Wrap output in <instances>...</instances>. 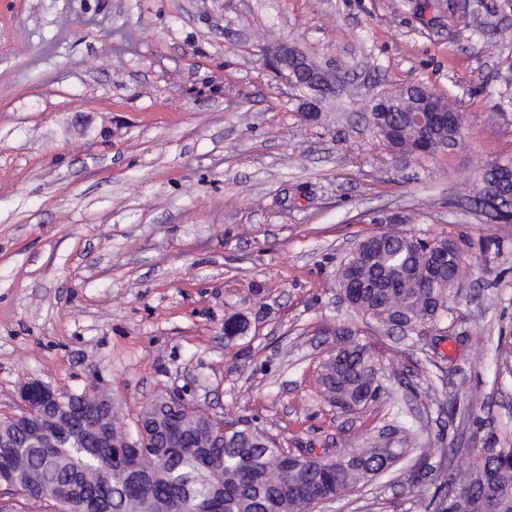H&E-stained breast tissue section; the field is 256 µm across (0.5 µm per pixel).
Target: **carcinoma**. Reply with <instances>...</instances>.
<instances>
[{
	"mask_svg": "<svg viewBox=\"0 0 512 512\" xmlns=\"http://www.w3.org/2000/svg\"><path fill=\"white\" fill-rule=\"evenodd\" d=\"M389 126L397 133L395 146L413 153L417 132L408 114L393 112ZM458 138L456 130L435 132L431 152L444 149ZM497 190L491 175L481 174L472 200L489 223L512 221L506 203L489 210L487 201ZM369 262L357 264L349 254L337 276L338 287L357 311L376 322L417 332L448 314V300L461 284L464 253L448 238H428L387 231L380 240H369ZM448 254V267L434 279L408 275L410 268L424 269L437 254ZM247 322L238 315L224 321V335L239 336ZM336 349L324 359L318 378L322 399L329 406L354 410L365 407L382 391L374 379L376 361L366 344L351 330L338 332ZM176 440L163 433L149 441L140 439L112 412V434L127 433L136 448H114L104 436L105 424L87 421L73 413L63 427L71 438L55 436L34 441L22 431L0 447V471L14 470L25 484L28 501L47 502L54 512H301L319 501L364 485L384 473L409 453L404 438L391 447L379 441L354 448L340 456L342 464L324 460H299L300 452L282 447L272 437L249 427L224 434V445L200 447L199 420ZM139 455L136 469L123 465L124 457ZM464 512H512V447H502L496 437L484 442L478 463L458 472L446 484L441 512H451L457 502Z\"/></svg>",
	"mask_w": 512,
	"mask_h": 512,
	"instance_id": "1",
	"label": "carcinoma"
}]
</instances>
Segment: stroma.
<instances>
[{
    "mask_svg": "<svg viewBox=\"0 0 512 512\" xmlns=\"http://www.w3.org/2000/svg\"><path fill=\"white\" fill-rule=\"evenodd\" d=\"M280 41L341 77L319 116L270 69ZM417 83L451 96L465 129L398 160L368 104ZM503 158L512 0H0V416L38 379L98 385L128 423L179 394L330 458L404 426L448 457L314 512L428 505L487 437L512 441V223L469 201ZM393 215L466 258L447 318L421 336L349 308L336 284ZM233 314L248 328L229 338ZM340 328L383 371L349 415L317 385Z\"/></svg>",
    "mask_w": 512,
    "mask_h": 512,
    "instance_id": "stroma-1",
    "label": "stroma"
}]
</instances>
